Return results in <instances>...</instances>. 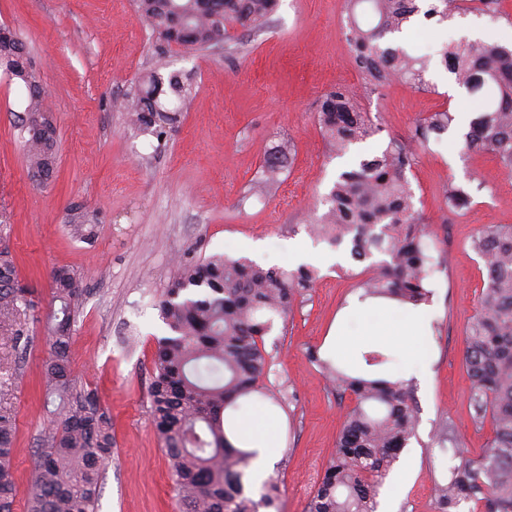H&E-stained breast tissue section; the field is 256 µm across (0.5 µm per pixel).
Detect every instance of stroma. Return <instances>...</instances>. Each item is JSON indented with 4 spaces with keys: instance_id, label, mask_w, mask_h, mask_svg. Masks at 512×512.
<instances>
[{
    "instance_id": "35a3bbf8",
    "label": "stroma",
    "mask_w": 512,
    "mask_h": 512,
    "mask_svg": "<svg viewBox=\"0 0 512 512\" xmlns=\"http://www.w3.org/2000/svg\"><path fill=\"white\" fill-rule=\"evenodd\" d=\"M0 24L25 43L58 139L56 176L37 185L17 129L27 90L0 67V213L12 224L0 248L14 256L42 316L30 324L24 358L0 345V379L11 383L4 401L17 423L16 512H26L27 477L48 426L37 385L50 352L43 316L52 302L50 273L63 266L84 288L73 331L74 375L112 419L99 512H178L150 413L157 341L169 334L155 302L174 279L177 260L223 253L283 268L300 253L319 271L304 301L264 338L272 356L265 383L282 398L271 415L284 439L268 473L281 482L280 512H307L351 404L309 354L323 350L337 314L360 295L338 273L335 248L307 232L337 173L351 163L329 154L316 121L325 93L360 83L343 36L341 0H279L265 31L194 54L159 39L139 20L133 0H0ZM472 28L478 37L511 43L512 0L495 17L470 12L404 30L398 47L430 59L429 88L396 80L362 96L361 107L381 131L355 154L407 139L424 113L456 108L466 92L449 80L438 51ZM160 64L183 73L192 93L179 122L156 139L129 129L118 105ZM462 130L452 122L418 149L409 175L433 232L428 245L445 264L434 274L431 329L419 339L429 372L414 383L416 431L381 488L377 512H438L431 488L448 477L453 455L436 438L442 422L455 424L471 456H481L487 443V432L470 423L463 361L484 272L471 238L486 225L512 224V176L491 155H466ZM282 142L294 146L291 164L278 184L258 191L263 160ZM472 179L480 185L472 206L450 213L448 181ZM74 209L95 224L91 241L68 234Z\"/></svg>"
}]
</instances>
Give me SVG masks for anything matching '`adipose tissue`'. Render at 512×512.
Wrapping results in <instances>:
<instances>
[{
  "mask_svg": "<svg viewBox=\"0 0 512 512\" xmlns=\"http://www.w3.org/2000/svg\"><path fill=\"white\" fill-rule=\"evenodd\" d=\"M429 327L425 305L404 306L386 299L368 300L344 308L330 331L325 351L328 356L343 358L365 337L394 340L420 336ZM227 435L236 447L252 453L254 470L260 475L265 474L282 446L277 422L262 408L255 410L251 418L230 421Z\"/></svg>",
  "mask_w": 512,
  "mask_h": 512,
  "instance_id": "obj_1",
  "label": "adipose tissue"
}]
</instances>
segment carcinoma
<instances>
[{
    "label": "carcinoma",
    "mask_w": 512,
    "mask_h": 512,
    "mask_svg": "<svg viewBox=\"0 0 512 512\" xmlns=\"http://www.w3.org/2000/svg\"><path fill=\"white\" fill-rule=\"evenodd\" d=\"M344 0L346 42L363 88L371 91L401 79L425 88L428 58L394 47L400 33L418 15L444 22L471 9L499 13L500 0ZM278 0H136L139 18L169 44L208 51L218 40L230 43L229 29L258 33L265 29ZM25 52L11 34L0 37V65ZM448 77L479 103L464 135L472 156L492 155L512 174V44L481 39L450 41L439 51ZM28 102L19 129L33 175L51 180L57 166V132L38 82L25 84ZM191 95L177 72L158 67L147 72L125 102L133 126L161 136L176 123ZM449 110L429 112L415 123L408 140H393L360 156L337 174L325 195L327 208L310 236L365 264L355 288L360 299L386 297L419 305L432 296L437 268L426 245L430 228L416 208L407 171L415 164L414 146L448 131ZM317 123L329 151L338 157L381 131L371 113L360 109L357 93L344 87L323 95ZM290 149L279 145L263 162L265 181L282 173ZM473 186L448 180L443 196L448 211L472 205ZM69 232L87 239L93 227L78 212L70 214ZM471 247L486 271L479 309L465 327L464 363L471 381V424L485 423L492 435L484 453L472 458L458 449L450 479L435 482L439 512L462 501L482 505V512H512V224L479 230ZM316 267L264 268L247 257L214 255L180 264L175 280L158 300L171 335L158 343L150 388L152 422L165 443L179 512H260L278 508L280 482L270 477L254 499L246 490L251 453L235 447L225 432L224 412L241 398L258 394L278 403L263 384L271 357L264 336L286 320L296 296L314 287ZM53 302L48 314L52 350L42 370L44 407L50 416L41 451L29 475L28 512H97L105 460L112 454V419L95 394L77 386L70 364L72 326L83 296L80 281L68 268L52 274ZM37 302L20 284L17 266L0 252V341L20 356L31 342L27 320ZM365 366L382 367L386 351L361 355ZM336 394L351 397L336 449L308 512H376L383 479L414 436L418 409L412 381L369 374L338 359L311 355ZM16 417L0 403V512H15L17 487L12 474Z\"/></svg>",
    "instance_id": "carcinoma-1"
}]
</instances>
